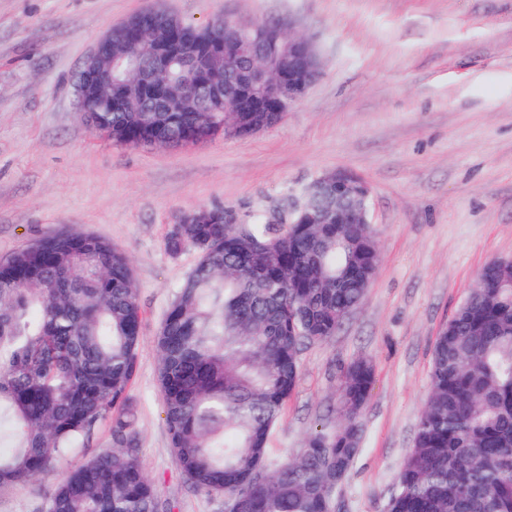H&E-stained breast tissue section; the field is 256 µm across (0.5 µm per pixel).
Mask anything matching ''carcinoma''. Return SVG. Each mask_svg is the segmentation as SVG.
<instances>
[{"label": "carcinoma", "instance_id": "obj_1", "mask_svg": "<svg viewBox=\"0 0 512 512\" xmlns=\"http://www.w3.org/2000/svg\"><path fill=\"white\" fill-rule=\"evenodd\" d=\"M173 34L218 32L166 10ZM101 116L113 143L208 139L222 112H145L132 80ZM227 207L171 228L166 248L199 260L177 289L156 340L175 462L224 512H333L359 453L370 361L342 370L344 423L315 430L295 458L267 464L269 435L293 394L306 344L336 334L379 264L367 224L336 223V198L280 224L266 206L227 224ZM479 287L436 336L430 390L388 512H512V264L488 261ZM141 310L129 258L97 238L58 233L0 263V488L49 472L98 425L112 446L70 466L45 512H164L138 453L129 388Z\"/></svg>", "mask_w": 512, "mask_h": 512}]
</instances>
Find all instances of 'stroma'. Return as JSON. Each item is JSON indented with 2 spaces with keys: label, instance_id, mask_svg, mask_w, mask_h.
Instances as JSON below:
<instances>
[{
  "label": "stroma",
  "instance_id": "35a3bbf8",
  "mask_svg": "<svg viewBox=\"0 0 512 512\" xmlns=\"http://www.w3.org/2000/svg\"><path fill=\"white\" fill-rule=\"evenodd\" d=\"M163 8L198 24L292 17L316 43L320 78L276 124L187 148L128 147L92 131L73 83L111 25ZM348 170L371 188L380 262L335 336L307 344L268 441L298 455L338 429L343 367L375 382L341 512H386L430 387L442 327L493 258H512V0H0V261L57 233L104 239L131 260L142 313L130 385L140 458L167 512H224L171 453L156 337L199 255H170L182 213L242 212ZM67 465L0 489V512H44Z\"/></svg>",
  "mask_w": 512,
  "mask_h": 512
}]
</instances>
